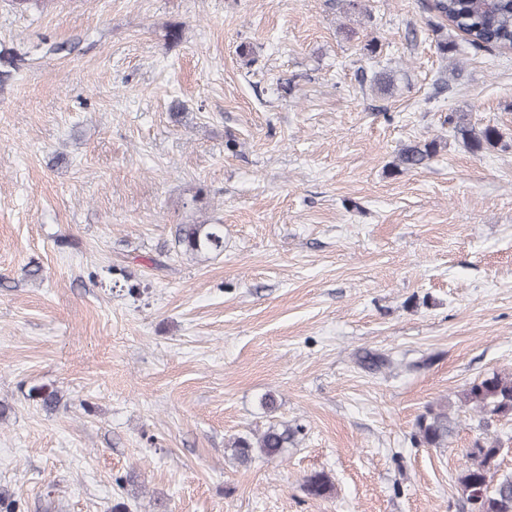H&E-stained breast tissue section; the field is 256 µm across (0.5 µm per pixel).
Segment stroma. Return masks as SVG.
Segmentation results:
<instances>
[{"mask_svg": "<svg viewBox=\"0 0 512 512\" xmlns=\"http://www.w3.org/2000/svg\"><path fill=\"white\" fill-rule=\"evenodd\" d=\"M426 2L0 0L23 58L0 85V489L25 512H468L477 417L411 435L512 371V52ZM452 115L501 143L468 152ZM427 138L429 168L396 172ZM202 223L223 253L181 255ZM273 419L307 427L285 459H228ZM439 145L436 139L410 141L399 150L393 167L399 173L421 170L436 156ZM176 239L181 254L195 259L224 251V227L220 224H179ZM454 415L448 401L427 406L416 420L412 435L414 444L428 448L446 447L456 429ZM302 489L311 498H326L335 491V484L324 472H315L304 478Z\"/></svg>", "mask_w": 512, "mask_h": 512, "instance_id": "35a3bbf8", "label": "stroma"}]
</instances>
